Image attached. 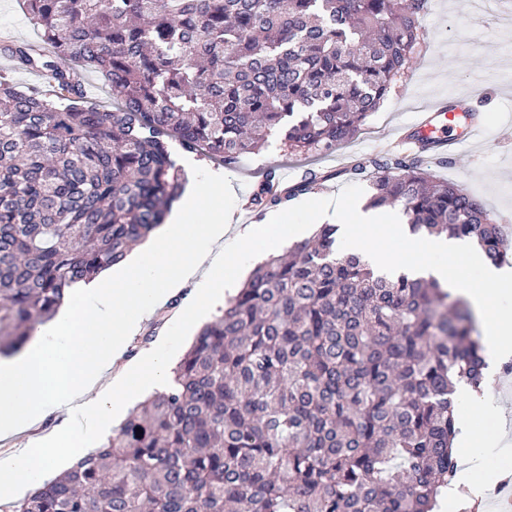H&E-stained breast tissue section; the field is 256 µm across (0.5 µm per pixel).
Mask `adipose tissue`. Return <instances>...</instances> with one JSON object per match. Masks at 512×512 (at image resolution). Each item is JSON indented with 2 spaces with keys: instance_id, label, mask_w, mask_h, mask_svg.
<instances>
[{
  "instance_id": "1",
  "label": "adipose tissue",
  "mask_w": 512,
  "mask_h": 512,
  "mask_svg": "<svg viewBox=\"0 0 512 512\" xmlns=\"http://www.w3.org/2000/svg\"><path fill=\"white\" fill-rule=\"evenodd\" d=\"M224 189L214 174L210 191L190 187L153 240L136 250L118 278L88 288V300L68 304L50 327L41 329L16 355L0 359V435L33 427L45 407L79 403L76 420H64L51 436L36 440L0 461V498L20 487H36L54 471L61 456H79L112 423L115 409L142 389H165L172 364L165 350L146 353L138 362L119 365L141 320L168 297L193 285L182 320L194 322L220 297L225 268L245 264L272 244L293 242L305 229L273 218L247 225L233 253L218 256L215 243L224 235V212L213 209L209 223L188 226L190 216L209 206ZM452 450L462 457L465 473L446 492L448 512H462L468 501L463 487L481 466L472 446V421L457 420Z\"/></svg>"
}]
</instances>
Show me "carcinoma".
<instances>
[{"mask_svg": "<svg viewBox=\"0 0 512 512\" xmlns=\"http://www.w3.org/2000/svg\"><path fill=\"white\" fill-rule=\"evenodd\" d=\"M41 45L12 42L0 76V355L50 320L64 291L121 262L180 196L181 148L232 167L274 129L295 155L353 136L405 73L426 0H23ZM86 72L110 101L84 98ZM420 155L376 170L369 207L413 232L476 240L499 226ZM267 171L262 214L313 190ZM487 363L465 300L339 255L336 225L264 259L197 331L175 387L150 396L14 512H433L456 481L455 383Z\"/></svg>", "mask_w": 512, "mask_h": 512, "instance_id": "cac0c4a2", "label": "carcinoma"}]
</instances>
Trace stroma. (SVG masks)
Instances as JSON below:
<instances>
[{"instance_id": "obj_1", "label": "stroma", "mask_w": 512, "mask_h": 512, "mask_svg": "<svg viewBox=\"0 0 512 512\" xmlns=\"http://www.w3.org/2000/svg\"><path fill=\"white\" fill-rule=\"evenodd\" d=\"M478 79L483 82V93L470 101L469 109L485 121L480 137L447 163L427 160L423 166L433 179L463 186L486 207L494 223L511 226L512 30L502 28L498 11H485L482 0H427L419 44L407 72L394 82L379 110L336 151L296 158L287 154L275 138L232 167L201 159L195 179L204 183L210 173L220 172L226 184L223 196L216 200L224 211L220 248L234 251L238 216L247 214L249 197L267 170H275L287 186L299 182L305 171L314 170L324 174L326 180L313 191V198L337 197L349 183L342 170L350 160L401 151L396 132L414 118L419 107L439 96L457 99ZM247 216L249 223H257L256 215ZM189 299V294L177 295L168 306L146 318L140 334L130 344L129 357L161 346L175 358H182L195 330L170 319L169 313Z\"/></svg>"}]
</instances>
